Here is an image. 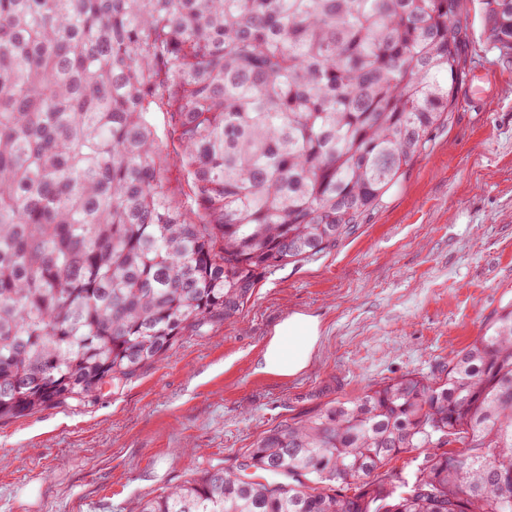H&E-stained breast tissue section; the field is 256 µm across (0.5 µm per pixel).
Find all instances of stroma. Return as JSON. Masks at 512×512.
<instances>
[{
  "instance_id": "1",
  "label": "stroma",
  "mask_w": 512,
  "mask_h": 512,
  "mask_svg": "<svg viewBox=\"0 0 512 512\" xmlns=\"http://www.w3.org/2000/svg\"><path fill=\"white\" fill-rule=\"evenodd\" d=\"M447 122L357 230L267 272L233 321L180 339L121 389L0 423V512H131L272 426L388 379L431 376L512 304V63L488 52L480 0ZM319 317L293 378L256 372L272 328Z\"/></svg>"
}]
</instances>
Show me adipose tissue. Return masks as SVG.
I'll list each match as a JSON object with an SVG mask.
<instances>
[{"label":"adipose tissue","instance_id":"adipose-tissue-1","mask_svg":"<svg viewBox=\"0 0 512 512\" xmlns=\"http://www.w3.org/2000/svg\"><path fill=\"white\" fill-rule=\"evenodd\" d=\"M321 338L317 316L291 313L273 327L256 362L257 372L282 378L299 375L311 364Z\"/></svg>","mask_w":512,"mask_h":512}]
</instances>
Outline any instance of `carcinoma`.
<instances>
[{"label": "carcinoma", "mask_w": 512, "mask_h": 512, "mask_svg": "<svg viewBox=\"0 0 512 512\" xmlns=\"http://www.w3.org/2000/svg\"><path fill=\"white\" fill-rule=\"evenodd\" d=\"M482 12L511 62L512 0ZM469 45L461 0H0V420L120 388L335 248L428 151ZM241 457L134 512H512V305L439 376Z\"/></svg>", "instance_id": "obj_1"}]
</instances>
